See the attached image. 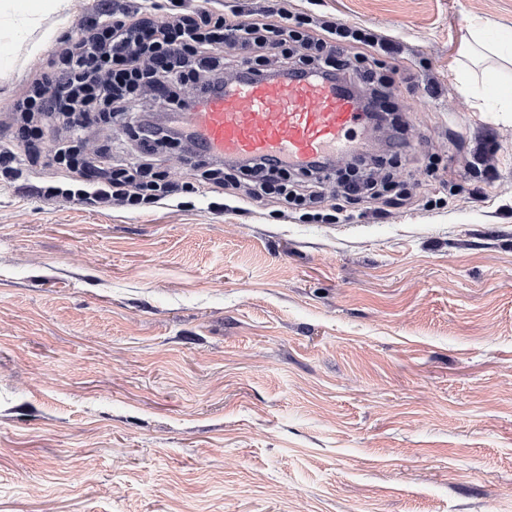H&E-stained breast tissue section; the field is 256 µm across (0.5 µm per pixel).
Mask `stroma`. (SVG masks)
Instances as JSON below:
<instances>
[{"label": "stroma", "instance_id": "stroma-1", "mask_svg": "<svg viewBox=\"0 0 512 512\" xmlns=\"http://www.w3.org/2000/svg\"><path fill=\"white\" fill-rule=\"evenodd\" d=\"M33 63H0L19 95ZM404 148L337 223L199 189L140 209L0 185V512H512V114L456 72L512 0H320Z\"/></svg>", "mask_w": 512, "mask_h": 512}]
</instances>
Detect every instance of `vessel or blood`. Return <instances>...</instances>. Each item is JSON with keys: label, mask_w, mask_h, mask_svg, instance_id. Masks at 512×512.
<instances>
[{"label": "vessel or blood", "mask_w": 512, "mask_h": 512, "mask_svg": "<svg viewBox=\"0 0 512 512\" xmlns=\"http://www.w3.org/2000/svg\"><path fill=\"white\" fill-rule=\"evenodd\" d=\"M183 119L212 155L268 156L304 167L345 160L365 114L338 84L319 77L237 73L225 75L222 95L190 106Z\"/></svg>", "instance_id": "1"}]
</instances>
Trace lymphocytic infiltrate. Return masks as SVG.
I'll return each instance as SVG.
<instances>
[{
    "mask_svg": "<svg viewBox=\"0 0 512 512\" xmlns=\"http://www.w3.org/2000/svg\"><path fill=\"white\" fill-rule=\"evenodd\" d=\"M156 11L153 0H98L81 16L80 37L62 38L46 68L7 107L12 133L0 144V173L6 179H18L36 162L71 182L66 189L44 186V195L130 208L191 192V185L162 181L154 164L170 136L187 141L190 133L181 124L170 131L145 126L134 103L148 86L160 111H184L177 87L192 82L198 98L221 95L226 69L254 77L272 70L297 78L319 74L348 92L365 83L367 113L388 98V82L363 62L367 51L386 52L391 43L370 29L317 21L284 2L247 19L203 5L179 7L163 21ZM127 122L140 126L135 155L119 159L106 149L87 150L89 131ZM248 168L253 180L244 194L251 201L275 194L302 206L325 197L322 184L286 183L288 168L279 160L253 159Z\"/></svg>",
    "mask_w": 512,
    "mask_h": 512,
    "instance_id": "f902f5d3",
    "label": "lymphocytic infiltrate"
}]
</instances>
